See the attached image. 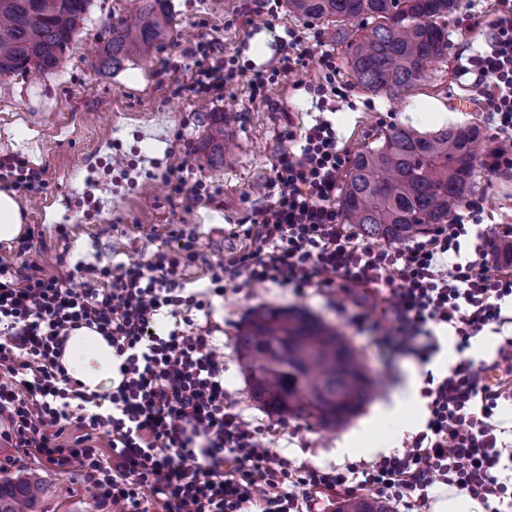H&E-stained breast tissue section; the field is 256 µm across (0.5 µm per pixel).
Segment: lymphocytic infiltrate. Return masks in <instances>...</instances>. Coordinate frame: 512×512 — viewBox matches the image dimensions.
Masks as SVG:
<instances>
[{
	"mask_svg": "<svg viewBox=\"0 0 512 512\" xmlns=\"http://www.w3.org/2000/svg\"><path fill=\"white\" fill-rule=\"evenodd\" d=\"M470 27L490 30L487 48L468 63L478 78L473 95L490 107L500 142L484 162L490 173L512 167V0H497L494 19L473 16ZM280 59L288 78L317 58L319 95L336 90V59L313 55L298 36ZM190 76L179 95L218 100L236 78L223 42L204 37L189 48ZM289 140L298 151L279 155L274 199L250 223L231 231L241 245L210 261L194 230L178 225L174 249L115 266L32 260L42 233L30 228L14 247L21 265L0 258V440L44 466L80 468L97 496L98 512H311L324 493L366 491L421 512L435 484L467 492L486 512H512V425L499 415L512 399V268L497 256V241L512 226L480 227L484 198L462 200L450 223L399 245L360 238L336 207L349 159L331 120L313 123ZM0 181L20 197L48 188L43 169L20 155L0 158ZM171 199L222 204L224 190L190 169H170ZM204 263L205 288L190 287L188 269ZM70 266L69 275L60 267ZM80 279V288L70 285ZM241 288L274 284L301 295L315 289L332 299L358 333L374 337L389 356L413 357L424 377L429 416L403 449L369 461L291 467L267 448L265 431L246 421L224 386V361L212 330L193 313L211 315L226 283ZM363 290L383 302L389 334H379L363 304L345 296ZM96 327L112 346L121 380L107 393H88L61 364L71 330ZM450 329L455 359L433 370L441 350L436 327ZM503 334L491 360L470 350L487 333ZM496 372L487 381L484 371Z\"/></svg>",
	"mask_w": 512,
	"mask_h": 512,
	"instance_id": "obj_1",
	"label": "lymphocytic infiltrate"
}]
</instances>
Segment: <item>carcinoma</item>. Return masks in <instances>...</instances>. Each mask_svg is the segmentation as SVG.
<instances>
[{
	"mask_svg": "<svg viewBox=\"0 0 512 512\" xmlns=\"http://www.w3.org/2000/svg\"><path fill=\"white\" fill-rule=\"evenodd\" d=\"M129 19L112 26L101 66L137 58L145 63L171 28L163 0H138ZM288 11L326 22L364 18L370 32L348 44L353 84L369 92L397 94L424 80L430 65L448 52L440 21L458 0H284ZM91 0H0V76L53 73L85 20ZM483 141L475 123L432 133L410 128L387 132L382 144L355 154L339 202L344 223L362 236L401 244L448 223L452 208L471 191ZM224 117L211 123L206 160L224 159ZM236 349L248 372L249 393L269 411L313 419L337 429L370 397L372 381L339 333L298 311L265 308L252 314ZM39 483L0 480V512H34ZM336 512H392L389 504L349 496Z\"/></svg>",
	"mask_w": 512,
	"mask_h": 512,
	"instance_id": "obj_1",
	"label": "carcinoma"
}]
</instances>
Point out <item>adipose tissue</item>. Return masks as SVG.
<instances>
[{
  "instance_id": "adipose-tissue-1",
  "label": "adipose tissue",
  "mask_w": 512,
  "mask_h": 512,
  "mask_svg": "<svg viewBox=\"0 0 512 512\" xmlns=\"http://www.w3.org/2000/svg\"><path fill=\"white\" fill-rule=\"evenodd\" d=\"M61 363L68 375L86 392H107L119 381L112 347L93 327L72 330L64 346Z\"/></svg>"
}]
</instances>
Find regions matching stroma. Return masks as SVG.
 <instances>
[{
  "instance_id": "obj_1",
  "label": "stroma",
  "mask_w": 512,
  "mask_h": 512,
  "mask_svg": "<svg viewBox=\"0 0 512 512\" xmlns=\"http://www.w3.org/2000/svg\"><path fill=\"white\" fill-rule=\"evenodd\" d=\"M252 0H168L172 31L160 42L157 62L139 60L122 69H101L98 55L113 24L130 15L131 0H92L90 12L66 53L59 73L0 78V157L20 154L44 167L49 186L45 194L22 200L26 223L38 226L44 249L39 260L53 265L55 256L68 252L71 262L115 265L127 254L148 259L158 246L176 247L172 225H187L200 236L204 253L217 259L239 247L230 236L253 209L271 200L272 167L288 149L289 126L311 124L319 112L330 113L339 143L347 153L379 145L396 127L423 133L475 123L484 131L483 151L496 143V132L482 102L471 95L475 72L466 68L470 56L482 51L485 35L470 31L466 14H492L493 0H460L446 17L448 55L436 62L427 77L398 98L355 87L344 72L345 41L331 40L326 22L291 14L278 7L273 14L244 21ZM293 30L307 43L322 42L336 57L341 72L337 93L320 101L314 87L320 76L317 59H309L287 80L270 83L263 96L252 97L248 78L255 72L273 75L288 44L277 35ZM209 33L223 40L243 75L227 84L218 101L190 100L175 94L186 81L190 61L183 49ZM174 67L162 71L160 62ZM443 109L440 120H430L427 106ZM223 116L224 133L237 145L225 162L205 163L199 157L208 125ZM126 159L123 168L112 166L114 155ZM192 165L197 176L223 186L224 201L169 202L164 177L170 168ZM473 195L484 197L483 224L512 225V172L490 175L478 167ZM211 317L198 325L214 326V342L223 356L224 384L233 392L243 417L268 429L267 448L288 457L292 464H343L336 449L342 439L360 430L373 409L390 402L405 381L416 375L412 359H397L385 368L383 356L359 337L355 327L338 315L329 301L314 291L297 296L275 285L260 284L227 291L213 300ZM278 307L315 316L345 336L375 380L373 395L343 427L320 429L315 422H300L298 433H281V419L269 413L249 394L247 371L236 350V338L252 312ZM12 459L8 475H34L48 486L38 505L40 512H97L94 492L82 481L79 469L60 473L46 469L34 457L19 458L17 449L0 446V461Z\"/></svg>"
}]
</instances>
